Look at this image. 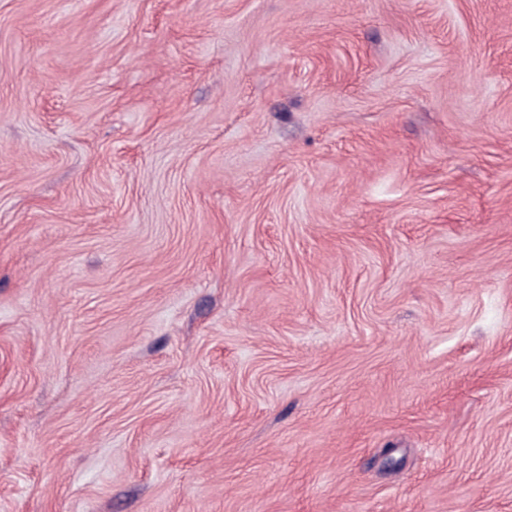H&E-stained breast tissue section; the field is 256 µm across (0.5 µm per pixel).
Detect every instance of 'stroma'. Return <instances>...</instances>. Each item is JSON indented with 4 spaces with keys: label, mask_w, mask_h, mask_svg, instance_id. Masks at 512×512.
Segmentation results:
<instances>
[{
    "label": "stroma",
    "mask_w": 512,
    "mask_h": 512,
    "mask_svg": "<svg viewBox=\"0 0 512 512\" xmlns=\"http://www.w3.org/2000/svg\"><path fill=\"white\" fill-rule=\"evenodd\" d=\"M0 512H512V0H0Z\"/></svg>",
    "instance_id": "1"
}]
</instances>
